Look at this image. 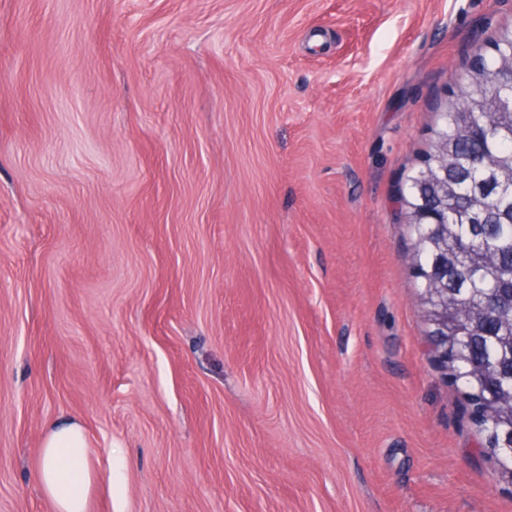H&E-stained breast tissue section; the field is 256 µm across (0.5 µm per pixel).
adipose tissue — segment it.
<instances>
[{
  "mask_svg": "<svg viewBox=\"0 0 512 512\" xmlns=\"http://www.w3.org/2000/svg\"><path fill=\"white\" fill-rule=\"evenodd\" d=\"M81 425L68 423L45 435L34 481L51 501L54 512H87L89 493L98 475L86 455Z\"/></svg>",
  "mask_w": 512,
  "mask_h": 512,
  "instance_id": "obj_1",
  "label": "adipose tissue"
}]
</instances>
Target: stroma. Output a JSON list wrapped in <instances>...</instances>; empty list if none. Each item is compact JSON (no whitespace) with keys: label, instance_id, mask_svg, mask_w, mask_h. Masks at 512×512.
<instances>
[{"label":"stroma","instance_id":"1","mask_svg":"<svg viewBox=\"0 0 512 512\" xmlns=\"http://www.w3.org/2000/svg\"><path fill=\"white\" fill-rule=\"evenodd\" d=\"M512 0H0V512H512L397 202ZM85 448L87 439L78 423L54 426L45 435L34 481L55 512H86L89 493L98 475Z\"/></svg>","mask_w":512,"mask_h":512}]
</instances>
